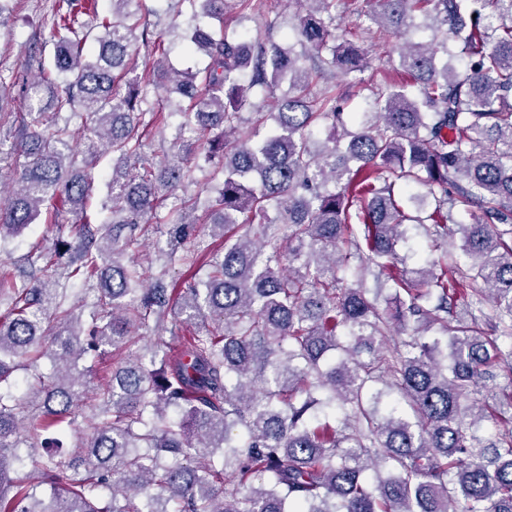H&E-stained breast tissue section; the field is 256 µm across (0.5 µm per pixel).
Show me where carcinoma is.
I'll return each instance as SVG.
<instances>
[{
	"label": "carcinoma",
	"mask_w": 512,
	"mask_h": 512,
	"mask_svg": "<svg viewBox=\"0 0 512 512\" xmlns=\"http://www.w3.org/2000/svg\"><path fill=\"white\" fill-rule=\"evenodd\" d=\"M65 2L50 64L0 75V117L16 96H39L31 121L13 113L9 149L0 142L11 171L0 244L48 203L74 216L76 235L0 267V383L56 346L53 376L33 391L40 408L0 393V512H512V425L479 434L486 415L512 414V0H378L373 20L401 39L404 77L351 118L335 80L367 61L336 33L337 0H286L293 45L227 32L224 15L243 22L254 0H200L219 27L182 34L208 58L198 71L170 66L142 0H109V16L98 0ZM420 15L428 41L411 38ZM141 45L160 53L149 80L133 66ZM268 92L270 110L244 119ZM175 111L211 169L179 199L188 159L154 172L141 122ZM75 119L89 156L116 158L99 234L92 163L67 164ZM458 203L481 215L462 229L467 263L450 279ZM152 220L166 262L195 269L178 290L126 258ZM198 224L223 252L180 253ZM411 228L439 256L407 269L398 247ZM350 265L348 283L337 272ZM53 271L96 290L89 325ZM173 312L193 326L183 348L156 369L159 344L123 359L101 397L112 415L69 461L43 447L83 401L76 362L103 346L120 354L135 327L162 337ZM396 332L406 339L391 348ZM219 451L221 465L201 463ZM27 458L35 479L18 473Z\"/></svg>",
	"instance_id": "cac0c4a2"
}]
</instances>
